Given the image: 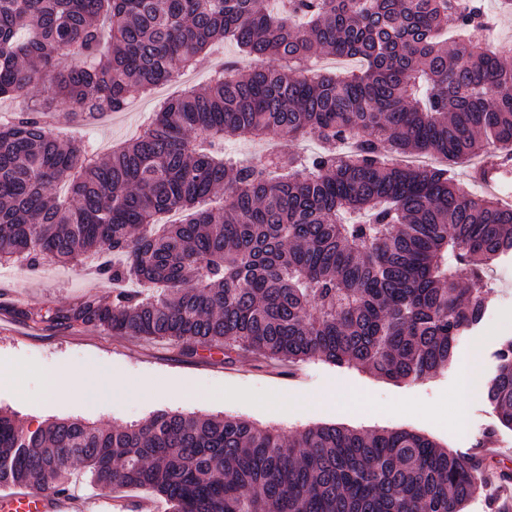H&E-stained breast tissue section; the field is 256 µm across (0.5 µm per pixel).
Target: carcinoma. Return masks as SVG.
I'll list each match as a JSON object with an SVG mask.
<instances>
[{"label": "carcinoma", "mask_w": 512, "mask_h": 512, "mask_svg": "<svg viewBox=\"0 0 512 512\" xmlns=\"http://www.w3.org/2000/svg\"><path fill=\"white\" fill-rule=\"evenodd\" d=\"M481 0H0V265L90 266L112 282L40 316L67 327L320 358L395 382L452 366L512 256V208L451 166H512V63L486 46ZM275 61L166 100L102 156L59 139L191 69L216 41ZM319 55L350 77L307 76ZM315 135L313 156L256 162L224 142ZM433 154L445 167L392 162ZM484 382L512 428V336ZM169 512H462L483 468L406 430L273 429L161 410L141 424L23 427L0 409V488L68 491L71 468Z\"/></svg>", "instance_id": "cac0c4a2"}]
</instances>
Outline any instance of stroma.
Returning a JSON list of instances; mask_svg holds the SVG:
<instances>
[{"label":"stroma","mask_w":512,"mask_h":512,"mask_svg":"<svg viewBox=\"0 0 512 512\" xmlns=\"http://www.w3.org/2000/svg\"><path fill=\"white\" fill-rule=\"evenodd\" d=\"M220 64L248 70L257 61L233 44H219L198 58L193 86H202ZM153 108V101L141 95L111 120L78 127L62 115L56 125L65 137L91 141L105 152L133 135ZM9 283L13 297L0 299V370L10 371L12 379L0 381V407L16 413L23 425L34 428L64 417L130 425L170 409L241 417L287 437L323 423L368 432L406 429L463 459L490 454L512 468V429L498 426L483 391L470 397L464 415L456 413L462 372L474 361L482 374H490L500 341L512 336V257L495 266L491 305L481 324L463 336L454 367L409 383L318 359L288 367L240 355L228 365L215 349L188 353L164 341L119 338L93 326L35 323L26 311L62 308L88 293L108 297L112 286L80 268L56 264L16 275ZM99 367L111 373L113 382H150L158 390L146 395L52 394L55 371ZM491 430L496 433L493 447L481 448Z\"/></svg>","instance_id":"obj_1"}]
</instances>
